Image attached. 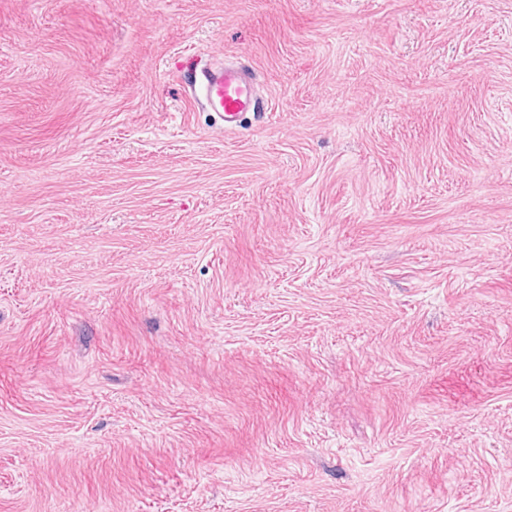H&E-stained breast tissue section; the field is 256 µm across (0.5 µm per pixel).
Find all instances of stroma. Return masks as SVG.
I'll list each match as a JSON object with an SVG mask.
<instances>
[{
	"label": "stroma",
	"instance_id": "obj_1",
	"mask_svg": "<svg viewBox=\"0 0 512 512\" xmlns=\"http://www.w3.org/2000/svg\"><path fill=\"white\" fill-rule=\"evenodd\" d=\"M0 512H512V0H0ZM256 75L245 65L220 63L203 70L191 85V96L224 118V127L233 128L246 112L258 110Z\"/></svg>",
	"mask_w": 512,
	"mask_h": 512
}]
</instances>
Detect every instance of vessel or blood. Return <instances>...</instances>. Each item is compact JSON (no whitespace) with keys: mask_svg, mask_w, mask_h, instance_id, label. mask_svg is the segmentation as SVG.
Segmentation results:
<instances>
[{"mask_svg":"<svg viewBox=\"0 0 512 512\" xmlns=\"http://www.w3.org/2000/svg\"><path fill=\"white\" fill-rule=\"evenodd\" d=\"M256 75L246 66L221 63L203 70L191 86L192 97L223 118L225 127H235L240 117L258 110L255 95Z\"/></svg>","mask_w":512,"mask_h":512,"instance_id":"b4317fda","label":"vessel or blood"}]
</instances>
